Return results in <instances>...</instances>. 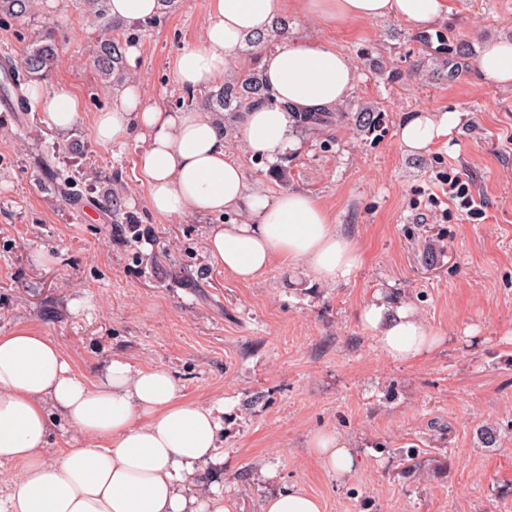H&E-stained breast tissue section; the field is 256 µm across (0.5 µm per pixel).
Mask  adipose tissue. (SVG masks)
<instances>
[{
    "mask_svg": "<svg viewBox=\"0 0 512 512\" xmlns=\"http://www.w3.org/2000/svg\"><path fill=\"white\" fill-rule=\"evenodd\" d=\"M204 4L203 43L176 61V83L187 94L214 86L231 61L245 69L253 65L240 56L245 42L266 37L276 18L291 13L329 20L397 18L417 29L448 14V0ZM256 65L276 102L245 112L241 136L249 153L269 159L299 149L293 112L332 110L358 80L345 54L308 38L279 41L261 51ZM477 66L485 80L512 86V36L486 42ZM458 123L453 110L416 111L401 123L398 141L415 154L444 147ZM94 133L105 144L143 142L138 167L151 211L240 214V222L212 225L207 240L213 260L239 281H254L279 262L303 265L320 281L337 283L363 262L358 246L311 195L291 190L270 199L248 193L242 167L226 153L210 113L165 111L132 83L118 106L98 113ZM360 319L393 362L423 359L440 343L411 307L391 306L379 294L362 307ZM50 403L86 441L54 460L43 453ZM219 431L213 410L185 398L164 367L138 369L116 358L104 378L91 383L74 372L49 337L27 326L0 334V464L21 467L0 512H231L222 493L198 503L179 488L185 471L216 460ZM309 445L331 473H350L356 464L336 433H316Z\"/></svg>",
    "mask_w": 512,
    "mask_h": 512,
    "instance_id": "obj_1",
    "label": "adipose tissue"
}]
</instances>
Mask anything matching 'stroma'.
<instances>
[{
	"label": "stroma",
	"instance_id": "stroma-1",
	"mask_svg": "<svg viewBox=\"0 0 512 512\" xmlns=\"http://www.w3.org/2000/svg\"><path fill=\"white\" fill-rule=\"evenodd\" d=\"M288 20L291 35L345 53L359 81L328 132L295 129L301 151L255 157L237 132L224 148L248 192L301 190L325 206L363 253L353 276L324 283L276 263L236 280L206 247L210 226L235 214L150 212L142 142L96 139L97 113L134 80L166 111L186 110L174 65L201 44L202 0L133 31L124 46L137 55L118 82L94 66L109 32L82 0H34L26 17L0 22V55L20 64L44 29L63 33L37 87L76 96L81 117L59 132L40 109L0 112V333L37 330L93 383L115 358L164 366L188 399L219 409L225 461L188 476L184 493L196 500L218 488L233 512H262L295 484L323 512H512V86L476 68L484 41L512 34V0H448L437 28L450 46L469 47L468 71L454 81L402 20ZM366 106L378 111L375 126L360 120ZM424 109L457 111L460 124L447 147L406 154L397 130ZM49 165L75 174L71 193L52 183ZM450 168L469 176L485 219L435 218L428 197L441 195L435 174ZM107 195L131 224L113 223ZM379 292L412 307L440 346L413 364L385 359L359 319ZM319 431L355 457L347 477L311 454Z\"/></svg>",
	"mask_w": 512,
	"mask_h": 512
}]
</instances>
